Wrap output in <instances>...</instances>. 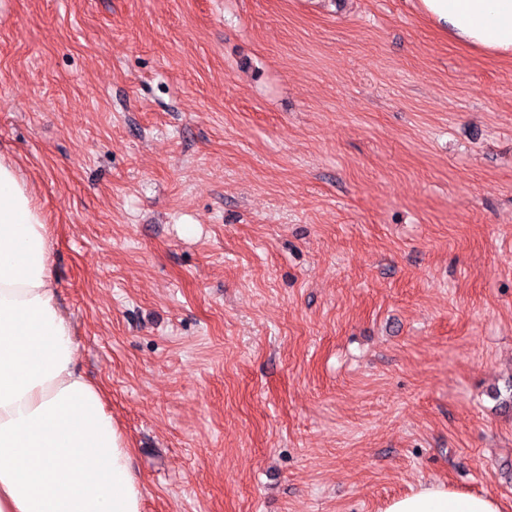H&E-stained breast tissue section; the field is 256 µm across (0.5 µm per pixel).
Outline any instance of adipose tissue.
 Instances as JSON below:
<instances>
[{
	"label": "adipose tissue",
	"mask_w": 512,
	"mask_h": 512,
	"mask_svg": "<svg viewBox=\"0 0 512 512\" xmlns=\"http://www.w3.org/2000/svg\"><path fill=\"white\" fill-rule=\"evenodd\" d=\"M455 46L512 58V0H419ZM141 486L102 389L76 366L50 265L49 226L0 156V512H141ZM383 512H500L499 502L424 483Z\"/></svg>",
	"instance_id": "1"
}]
</instances>
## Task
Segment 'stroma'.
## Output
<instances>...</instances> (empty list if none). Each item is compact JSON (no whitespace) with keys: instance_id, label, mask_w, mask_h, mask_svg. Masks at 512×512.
Returning a JSON list of instances; mask_svg holds the SVG:
<instances>
[{"instance_id":"1","label":"stroma","mask_w":512,"mask_h":512,"mask_svg":"<svg viewBox=\"0 0 512 512\" xmlns=\"http://www.w3.org/2000/svg\"><path fill=\"white\" fill-rule=\"evenodd\" d=\"M0 156L142 512H512V60L417 0H0ZM382 512H500L489 495H474L445 484H420L411 494L393 499Z\"/></svg>"}]
</instances>
